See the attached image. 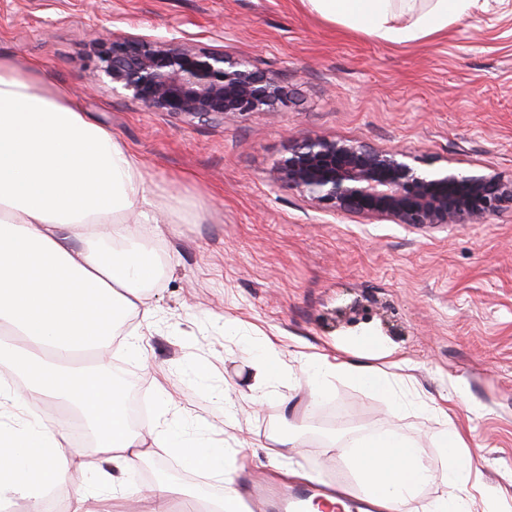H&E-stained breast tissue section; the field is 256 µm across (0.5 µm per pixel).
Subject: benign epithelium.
Instances as JSON below:
<instances>
[{"label": "benign epithelium", "instance_id": "7a95c632", "mask_svg": "<svg viewBox=\"0 0 512 512\" xmlns=\"http://www.w3.org/2000/svg\"><path fill=\"white\" fill-rule=\"evenodd\" d=\"M101 70L153 112L221 118L267 112L280 88L222 51H193L180 40L102 38ZM408 149H377L323 136L295 143L277 179L333 215L393 219L417 226L483 224L512 211V180L452 167Z\"/></svg>", "mask_w": 512, "mask_h": 512}]
</instances>
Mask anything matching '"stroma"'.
Listing matches in <instances>:
<instances>
[{"mask_svg": "<svg viewBox=\"0 0 512 512\" xmlns=\"http://www.w3.org/2000/svg\"><path fill=\"white\" fill-rule=\"evenodd\" d=\"M487 2L396 45L327 21L302 0H0V56L69 88L143 161L168 219L159 238L140 228L161 273L148 293L154 314L138 323L144 362L117 350L112 359L153 417L164 407L161 384L214 423L213 397L227 393L235 424L211 438L228 455H252L246 469L229 471L239 490L287 491L266 451L290 434L300 448L287 466L359 498L313 432L331 409L356 434L388 429L417 442L436 476L422 505L444 490L439 439L452 421L479 471L474 512H512V212L418 228L334 215L274 180L277 161L310 136L417 149L442 167L512 177V0ZM106 33L225 51L274 78L283 95L272 111L227 119L147 111L101 72L95 41ZM361 334L380 342L369 363L394 375L398 415L346 375L330 377L307 409L301 356L354 361L349 339ZM269 341L278 375L256 406L240 392ZM160 475L220 490L161 452L132 478Z\"/></svg>", "mask_w": 512, "mask_h": 512, "instance_id": "1", "label": "stroma"}]
</instances>
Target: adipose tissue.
<instances>
[{
  "label": "adipose tissue",
  "mask_w": 512,
  "mask_h": 512,
  "mask_svg": "<svg viewBox=\"0 0 512 512\" xmlns=\"http://www.w3.org/2000/svg\"><path fill=\"white\" fill-rule=\"evenodd\" d=\"M321 18L391 44L418 41L472 13L480 0H303ZM139 157L78 106L70 90L50 85L0 57V365L17 384L0 383V512L16 500L40 512L46 490L65 487L67 512H97L98 503L200 500V490L130 476L155 450L186 469L223 479V449L174 424L180 409L166 399L165 419L148 430L129 424L125 385L111 372L112 341L131 317L150 318L146 299L159 266L139 243L138 225L154 221ZM311 400L332 374L344 373L391 399L392 380L377 368L310 355L301 363ZM67 406L84 421L88 442L66 428L48 430L30 406ZM446 492L428 512H472V461L457 427L446 428ZM354 473L362 492L386 512H413L433 478L421 448L389 430L328 446ZM78 464L88 484L69 487Z\"/></svg>",
  "instance_id": "obj_1"
}]
</instances>
